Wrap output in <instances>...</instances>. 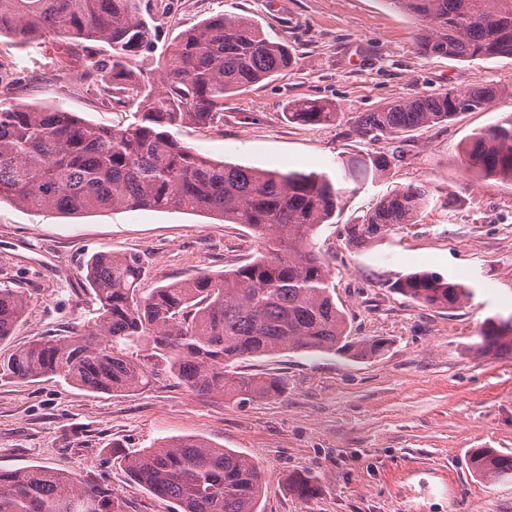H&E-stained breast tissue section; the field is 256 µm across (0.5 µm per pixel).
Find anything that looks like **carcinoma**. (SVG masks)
Returning a JSON list of instances; mask_svg holds the SVG:
<instances>
[{
  "label": "carcinoma",
  "instance_id": "cac0c4a2",
  "mask_svg": "<svg viewBox=\"0 0 512 512\" xmlns=\"http://www.w3.org/2000/svg\"><path fill=\"white\" fill-rule=\"evenodd\" d=\"M421 22L418 49L460 61L512 57V0H390ZM143 0H0V36L18 44L55 35L62 54L80 64L81 77L101 102L125 99L133 120L112 128L73 112L43 110L0 99V200L31 211L65 215L102 209L207 213L251 229L259 242L252 260L220 274L203 273L143 291L137 255L101 252L86 263L97 315L83 331L37 338L0 356V379L57 376L96 393L131 392L158 376L142 352L165 361L164 371L201 394L242 399L280 394L275 377L230 373L240 360L286 351L373 357L378 339L350 337L334 297L330 266L314 250L320 224L342 211L347 197L387 173L397 150L336 158L331 171L258 170L205 157L171 129L212 126L224 119V97L276 76L292 63L288 47L246 17L215 16L179 33L163 50L161 87L144 77L138 57L154 48ZM110 48V64L94 61ZM502 93L493 83L396 101L361 112L352 132L363 142L395 141L488 108ZM288 120L336 122V106L295 100ZM478 175L512 183V114L474 132L461 147ZM425 183L396 189L349 225L352 243L383 236L439 200ZM393 288L421 304L453 310L471 298L465 284L418 271ZM26 307L17 288L0 287V343L12 336ZM478 346L512 353V313L484 322ZM473 472L512 478V455L474 451ZM127 470L146 490L173 501L178 512H259L265 478L254 461L199 439L180 438L127 458ZM302 499L318 486L307 475L290 479ZM0 512H126L111 488L50 468L0 469Z\"/></svg>",
  "mask_w": 512,
  "mask_h": 512
}]
</instances>
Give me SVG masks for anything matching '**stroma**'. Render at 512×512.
Instances as JSON below:
<instances>
[{"label": "stroma", "instance_id": "obj_1", "mask_svg": "<svg viewBox=\"0 0 512 512\" xmlns=\"http://www.w3.org/2000/svg\"><path fill=\"white\" fill-rule=\"evenodd\" d=\"M222 14L254 20L294 56L275 80L226 97L223 124L179 130L185 145L231 165L327 171L337 156L363 150L352 132L359 113L482 81L507 93L487 109L408 133L387 177L351 195L337 222L312 237L353 336L385 339L381 354L244 360L239 372L285 383L281 394L253 401L200 394L164 373L119 394L90 393L55 376L0 380V469L46 466L110 486L127 512H172L131 478L125 458L197 437L258 463L262 512H512V479H482L469 464L479 448L512 454V354L474 346L485 318L512 313V184L467 172L460 153L474 130L512 113V58L422 56L419 20L389 0H169L156 44ZM58 46L52 38L20 45L0 37V61L13 69L12 101L104 127L128 121L133 105L101 104L92 87L64 73ZM299 99L335 103L338 121L288 122L287 104ZM418 182L456 190L463 203L452 212L430 205L413 223L349 242L348 224L381 196ZM257 249L244 225L203 213L61 215L1 201L0 285L23 289L26 309L0 351L92 322L97 303L85 264L96 253L141 255L148 291L234 268ZM424 270L469 285L472 297L448 311L393 289L397 278ZM297 473L314 477V497L290 491Z\"/></svg>", "mask_w": 512, "mask_h": 512}]
</instances>
